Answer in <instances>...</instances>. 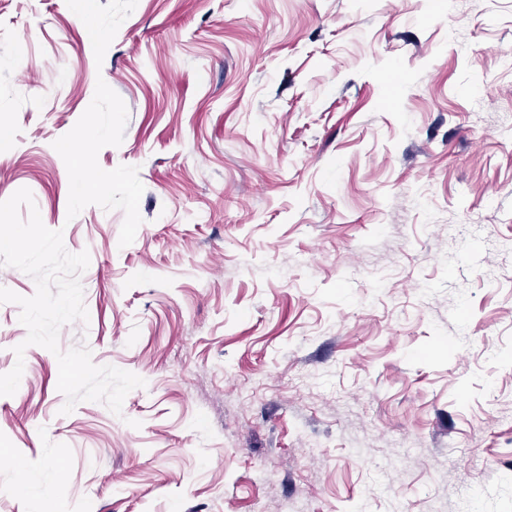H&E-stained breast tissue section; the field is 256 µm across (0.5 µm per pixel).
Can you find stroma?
Instances as JSON below:
<instances>
[{"mask_svg":"<svg viewBox=\"0 0 512 512\" xmlns=\"http://www.w3.org/2000/svg\"><path fill=\"white\" fill-rule=\"evenodd\" d=\"M507 55L512 0H0V201L146 382L64 415L26 346L0 512H512Z\"/></svg>","mask_w":512,"mask_h":512,"instance_id":"obj_1","label":"stroma"}]
</instances>
